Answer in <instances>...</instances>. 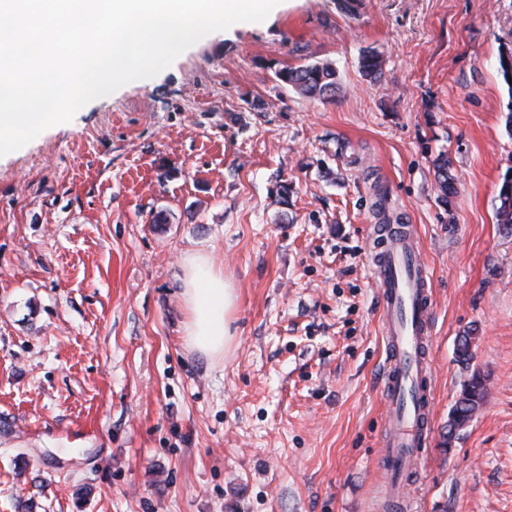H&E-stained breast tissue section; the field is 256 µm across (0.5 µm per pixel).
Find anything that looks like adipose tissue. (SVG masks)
I'll use <instances>...</instances> for the list:
<instances>
[{
    "mask_svg": "<svg viewBox=\"0 0 512 512\" xmlns=\"http://www.w3.org/2000/svg\"><path fill=\"white\" fill-rule=\"evenodd\" d=\"M183 267L185 341L208 358H222L233 339L231 322L236 308V292L225 280L223 268L211 255H187Z\"/></svg>",
    "mask_w": 512,
    "mask_h": 512,
    "instance_id": "adipose-tissue-1",
    "label": "adipose tissue"
}]
</instances>
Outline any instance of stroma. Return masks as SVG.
Wrapping results in <instances>:
<instances>
[{"instance_id":"35a3bbf8","label":"stroma","mask_w":512,"mask_h":512,"mask_svg":"<svg viewBox=\"0 0 512 512\" xmlns=\"http://www.w3.org/2000/svg\"><path fill=\"white\" fill-rule=\"evenodd\" d=\"M510 43L512 0H280L0 157V512H389L379 187L433 291L430 446L404 493L512 512ZM315 60L334 97L278 81ZM192 253L238 295L218 361L183 336ZM474 370L485 403L445 447ZM434 162L441 198L446 201L457 192L456 178L452 173V162L446 154H439ZM496 206V220L503 224L506 230H512V171L507 172L503 178Z\"/></svg>"}]
</instances>
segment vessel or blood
<instances>
[{
  "label": "vessel or blood",
  "mask_w": 512,
  "mask_h": 512,
  "mask_svg": "<svg viewBox=\"0 0 512 512\" xmlns=\"http://www.w3.org/2000/svg\"><path fill=\"white\" fill-rule=\"evenodd\" d=\"M372 259L387 341V416L380 459L392 501L401 505L404 479L430 441L432 290L428 269L406 225L375 226Z\"/></svg>",
  "instance_id": "obj_1"
}]
</instances>
